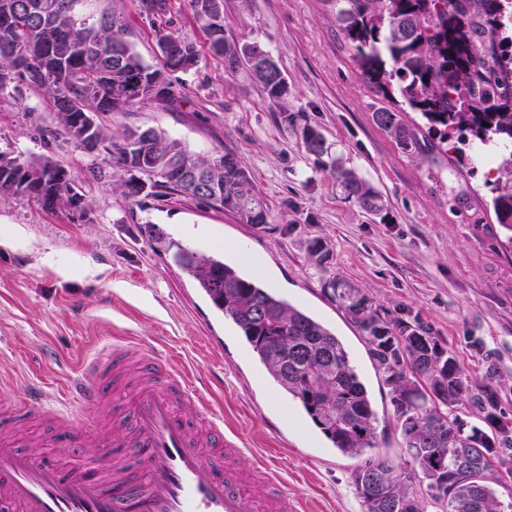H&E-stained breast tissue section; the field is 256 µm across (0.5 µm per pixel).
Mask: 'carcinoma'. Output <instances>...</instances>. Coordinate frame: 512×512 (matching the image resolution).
Segmentation results:
<instances>
[{
  "instance_id": "cac0c4a2",
  "label": "carcinoma",
  "mask_w": 512,
  "mask_h": 512,
  "mask_svg": "<svg viewBox=\"0 0 512 512\" xmlns=\"http://www.w3.org/2000/svg\"><path fill=\"white\" fill-rule=\"evenodd\" d=\"M83 2L0 0V92L15 83L41 91L57 121L52 136L83 148L100 145L130 172L121 183L126 199L143 194V177H159L152 187L222 207L243 224L267 223L266 208L233 153L203 158L154 129L126 128L110 136L96 122L109 112L181 101L183 85L170 75L197 67L200 53L158 28L161 60L151 65L129 39L123 13H103L90 23L79 10ZM190 2L224 68H247L270 99L284 100L288 83L276 62L258 44L225 36L224 0ZM336 21L372 88L401 99L400 110L375 112L377 124L400 145H417L400 116L408 109L420 114L431 135H455L470 162L477 147L498 153L491 205L512 245V0H336ZM300 133L308 154L319 159L328 153L318 129L305 123ZM192 163L211 182L210 193L186 180ZM330 167L346 198L361 210L376 215L384 209L379 191L340 159H331ZM7 197L33 198L50 213L73 198L82 203L71 174L58 162L0 151V198ZM140 231L231 321L269 383L330 447L364 459L355 476L364 512H426L418 491L441 512H502L485 459L512 463V423L497 418L491 389L468 380L430 329L395 326L354 282L335 276L326 282L330 299L358 331L389 388L412 462L402 478L391 459L376 451L378 406L335 327L222 253L201 251L149 222ZM468 402L485 406L492 430L463 418Z\"/></svg>"
}]
</instances>
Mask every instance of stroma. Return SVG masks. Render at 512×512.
<instances>
[{"label":"stroma","instance_id":"35a3bbf8","mask_svg":"<svg viewBox=\"0 0 512 512\" xmlns=\"http://www.w3.org/2000/svg\"><path fill=\"white\" fill-rule=\"evenodd\" d=\"M119 9L148 63L158 56L153 29L196 45L202 61L181 75L188 99L102 115L111 131L153 128L200 156L231 151L267 206L268 221L241 223L221 207L179 195L125 199V173L105 151L84 152L64 137H44L55 116L41 92L26 86L0 95V151L50 156L71 173L90 206L44 212L28 198L0 200V405L23 409L29 387L48 398L106 346L136 337L177 355L222 407L224 424L250 451L264 455L291 491L316 512H363L354 483L358 460L327 449L310 419L293 416L287 437L269 426L284 401L209 300L144 239L158 224L174 238L225 256L247 251L255 270L290 300L325 318L344 336L381 409L378 451L398 473L409 457L388 389L377 377L356 330L324 291L332 276L357 283L395 324H422L449 349L473 381L490 386L496 413L512 421V250L505 248L488 196L489 169L460 164L454 143H438L416 113L402 118L420 148L407 153L374 119L392 100L364 80L336 21V0H224L228 39L255 42L288 81V98L271 100L246 69L230 73L210 54L188 0H169L151 17L139 0H86L84 15ZM295 114V122L284 119ZM320 129L333 156L376 187L381 214L347 199L329 167L299 137ZM322 239L324 257L308 244ZM224 339L215 368L197 339ZM22 449L43 459L90 460L64 431L24 433Z\"/></svg>","mask_w":512,"mask_h":512}]
</instances>
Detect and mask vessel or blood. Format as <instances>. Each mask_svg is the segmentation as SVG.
Wrapping results in <instances>:
<instances>
[{"label": "vessel or blood", "instance_id": "obj_1", "mask_svg": "<svg viewBox=\"0 0 512 512\" xmlns=\"http://www.w3.org/2000/svg\"><path fill=\"white\" fill-rule=\"evenodd\" d=\"M114 397L127 428L91 477L14 449V424L0 421V512H307L278 472L225 430L181 363L152 346L106 347L63 404L36 392L28 411L67 422L80 447L86 415Z\"/></svg>", "mask_w": 512, "mask_h": 512}]
</instances>
